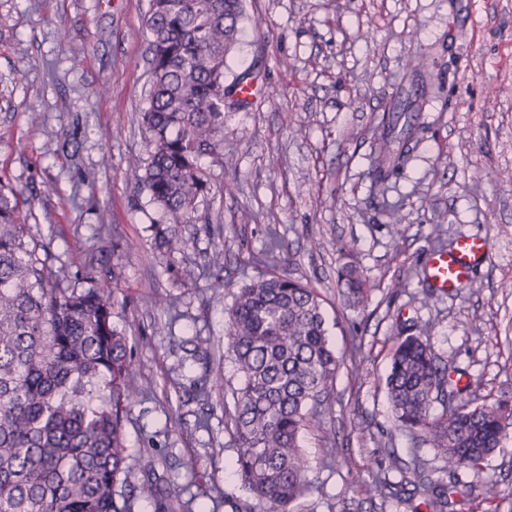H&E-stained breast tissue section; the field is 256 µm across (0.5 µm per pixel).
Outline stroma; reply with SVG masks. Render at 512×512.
Masks as SVG:
<instances>
[{
	"instance_id": "stroma-1",
	"label": "stroma",
	"mask_w": 512,
	"mask_h": 512,
	"mask_svg": "<svg viewBox=\"0 0 512 512\" xmlns=\"http://www.w3.org/2000/svg\"><path fill=\"white\" fill-rule=\"evenodd\" d=\"M226 82L261 98L224 114L208 223L178 227L185 251L155 245L160 209L131 175L148 157L149 0H0V192L45 246L52 275L108 287L138 393L129 463L182 485L184 512H232L243 491L225 410L238 383L225 313L258 276L249 255L277 241L281 270L324 298L343 363L302 447L313 489L296 512H409L368 486L443 461L399 430L382 381L401 322L426 326L463 399H512V0H244ZM419 131L386 191L372 180L386 114ZM482 238L485 261L445 295L425 263L435 238ZM223 250V269L208 261ZM362 271L346 306L338 272ZM207 384L209 399L197 395ZM455 512H512V437Z\"/></svg>"
}]
</instances>
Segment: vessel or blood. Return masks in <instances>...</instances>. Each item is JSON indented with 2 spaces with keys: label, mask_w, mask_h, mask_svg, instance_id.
Instances as JSON below:
<instances>
[{
  "label": "vessel or blood",
  "mask_w": 512,
  "mask_h": 512,
  "mask_svg": "<svg viewBox=\"0 0 512 512\" xmlns=\"http://www.w3.org/2000/svg\"><path fill=\"white\" fill-rule=\"evenodd\" d=\"M487 252L483 239L459 237L451 249L431 256L427 265L428 280L440 292L455 293L469 283L474 266L485 259Z\"/></svg>",
  "instance_id": "obj_1"
}]
</instances>
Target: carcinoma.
Returning a JSON list of instances; mask_svg holds the SVG:
<instances>
[{"mask_svg":"<svg viewBox=\"0 0 512 512\" xmlns=\"http://www.w3.org/2000/svg\"><path fill=\"white\" fill-rule=\"evenodd\" d=\"M242 0H149L151 84L139 122L150 133L149 160L133 176L162 212L158 248L182 251L174 227L198 220L209 173L201 160L224 162V67L238 42ZM377 152L382 191L407 156L391 158L388 134ZM267 273L239 288L227 309L226 353L240 376L228 412L235 465L246 493L234 512H295L312 488L300 434L323 429L314 405L333 385L340 358L330 344L323 299L258 256ZM339 280L359 304L368 293L360 270ZM105 285L78 289L51 280L47 258L27 239L18 203L0 195V512H132L121 489L136 478L125 425L135 402L127 336L112 323ZM424 328L398 326L384 391L396 426L422 434L444 462L433 479L419 465L392 482L376 477L370 492L429 512H450L464 493L458 469L481 465L512 427V404L455 399ZM443 405L432 414L434 403ZM158 512H172L177 490L143 483Z\"/></svg>","mask_w":512,"mask_h":512,"instance_id":"carcinoma-1","label":"carcinoma"}]
</instances>
